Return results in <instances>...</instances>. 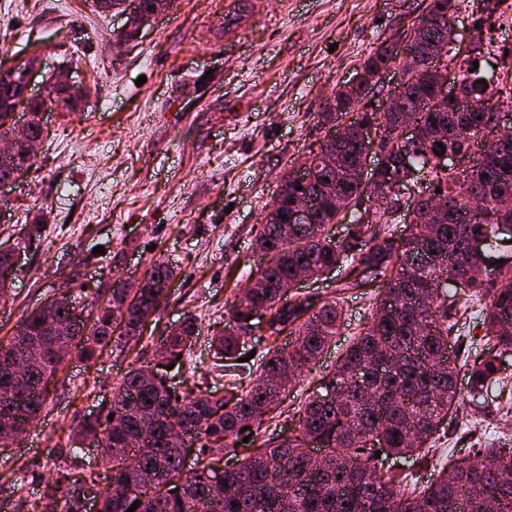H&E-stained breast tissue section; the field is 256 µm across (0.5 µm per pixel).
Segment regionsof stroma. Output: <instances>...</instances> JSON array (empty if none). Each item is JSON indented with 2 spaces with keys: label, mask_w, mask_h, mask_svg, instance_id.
<instances>
[{
  "label": "stroma",
  "mask_w": 512,
  "mask_h": 512,
  "mask_svg": "<svg viewBox=\"0 0 512 512\" xmlns=\"http://www.w3.org/2000/svg\"><path fill=\"white\" fill-rule=\"evenodd\" d=\"M224 2L174 0L129 39L125 16L96 14L91 0H0V62L39 54L34 94L63 68L83 95L76 111L45 114L35 166L0 191V244L28 239L0 296V341L54 296L81 308L166 259L175 276L143 349L194 318L198 334L169 376L180 391H223L210 371L211 340L266 261L254 241L264 205L291 163L318 150L336 86L384 40L404 36L428 0H243L242 31L229 40L214 24ZM34 223L39 231L28 235ZM344 310L342 334L297 381L292 406L319 390L365 328L368 295L349 292ZM135 358L107 349L66 364L40 418L0 454V512H31L59 467L102 471L97 447L70 446L67 436L83 417L105 414ZM504 402L495 386L464 398L436 443L437 463L512 435Z\"/></svg>",
  "instance_id": "1"
}]
</instances>
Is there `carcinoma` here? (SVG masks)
Wrapping results in <instances>:
<instances>
[{
    "instance_id": "carcinoma-1",
    "label": "carcinoma",
    "mask_w": 512,
    "mask_h": 512,
    "mask_svg": "<svg viewBox=\"0 0 512 512\" xmlns=\"http://www.w3.org/2000/svg\"><path fill=\"white\" fill-rule=\"evenodd\" d=\"M472 3V39L459 62L463 90L474 102L456 107L437 100L438 71L418 68L404 81L395 112L355 111L378 86L398 56V43L383 41L364 59L360 82L341 85L324 115L356 112L345 136H325L319 151L289 169L257 225L255 242L267 261L250 275L252 287L232 303L231 330L214 337L212 370L226 375L254 335V320L266 319V352L253 386L238 395L236 381L224 396L207 391L169 390L149 370L180 362L195 334L194 319L157 339L146 365L130 369L112 393L108 414L86 416L71 430L74 443L103 444L104 474L79 468L57 473L51 493L34 512H86L84 502L103 494L101 512H512V440L499 437L474 452L476 461L439 468L426 485L384 468L376 452L430 462L429 452L448 425V413L463 399L458 376L466 369L467 394L474 397L503 380L499 358L512 353V264L504 242H512V144L486 143L500 113H512V62L473 69L488 54L491 25L512 16L508 0H430L409 38L422 54L454 52L452 18ZM383 129L378 144H364L358 127ZM408 123L420 128L414 143L399 141ZM442 146H437V143ZM458 158L443 167L435 152ZM386 154L385 167H370L371 155ZM36 153L0 159V177L27 172ZM417 173L419 194L410 203L388 196L390 181ZM446 201V221L431 216L429 200ZM314 201L306 224L291 223L295 203ZM412 214L408 233L395 224ZM335 224L348 225L337 239ZM472 239L484 241L478 251ZM351 259L348 284L377 288L366 328L352 339L326 375L327 398L314 394L295 413L272 421L288 397L296 373L316 364L342 333L344 297L284 296L300 274L317 279ZM495 264L499 273L482 276ZM10 256L0 253V291L12 287ZM173 278L171 266L151 263L135 293L112 289L108 305L93 302L87 319L63 293L26 314L15 334L0 343V387L10 384L13 408L0 405V445L11 442L18 417L37 420L72 353L95 361L117 341H137ZM487 352L471 362L448 356L469 306L483 298ZM290 341L281 343L280 337ZM28 361L24 382L7 374L8 358ZM114 418H109V414ZM272 430L258 440L261 430ZM251 436L249 442L244 437ZM195 455L187 464L183 449ZM236 459L224 472L221 493L213 492V451ZM319 448L314 461L306 449Z\"/></svg>"
}]
</instances>
